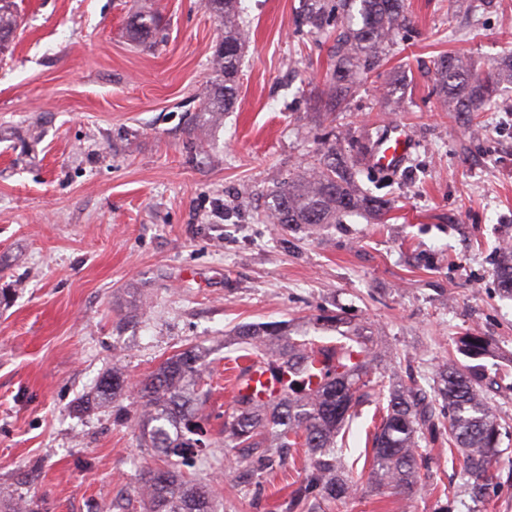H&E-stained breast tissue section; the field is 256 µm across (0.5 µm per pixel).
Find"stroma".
<instances>
[{
  "mask_svg": "<svg viewBox=\"0 0 512 512\" xmlns=\"http://www.w3.org/2000/svg\"><path fill=\"white\" fill-rule=\"evenodd\" d=\"M22 17L0 54V512H113L138 491L148 451L139 399L96 397L102 376L145 379L186 349L204 351L201 424L214 443L197 477L224 512H284L310 465L294 450L272 473L226 468L235 330L283 322L292 337H380L386 378L429 385L466 364L458 336L487 338V397L501 418L497 484L486 505L448 443L430 449L429 481L453 486V512H512V298L493 270L512 240V112L463 116L432 93L437 59L487 69L512 53V0H405L379 66L357 74L335 112L325 103L324 33L295 23L303 0H242L249 41L238 97L204 139L192 128L224 28L202 0H14ZM161 17L137 43L128 18ZM414 140L393 174L368 156L387 123ZM354 159L360 190L390 201L384 220L267 224V192L325 147ZM339 315L337 326L319 324ZM374 394L352 425L354 476H365ZM436 492L410 511L437 512Z\"/></svg>",
  "mask_w": 512,
  "mask_h": 512,
  "instance_id": "35a3bbf8",
  "label": "stroma"
}]
</instances>
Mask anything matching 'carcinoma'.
Wrapping results in <instances>:
<instances>
[{
	"instance_id": "cac0c4a2",
	"label": "carcinoma",
	"mask_w": 512,
	"mask_h": 512,
	"mask_svg": "<svg viewBox=\"0 0 512 512\" xmlns=\"http://www.w3.org/2000/svg\"><path fill=\"white\" fill-rule=\"evenodd\" d=\"M224 24V37L213 56L214 77L206 87L195 116V130H208L234 104L240 59L246 42L240 0H204ZM347 25L336 35L331 51L334 94L327 110L336 111L351 91L353 74L374 69L397 27L404 20L405 0H339ZM325 0H309L300 23L318 33L326 25ZM159 18L140 13L128 22L135 40L152 37ZM19 28L11 0H0V53ZM504 82L512 84V57L478 71L460 56H443L437 63V101L452 112H487L496 108ZM354 161L322 151L317 167L294 175L270 192L266 217L272 224H339L342 217L363 209L376 216L388 211V201L354 193ZM494 274L502 291L512 296V248L503 251ZM246 344V358L272 364L280 390L260 386L236 394L232 411L224 415V446L238 449V458L256 471L285 465L291 449H308L311 467L289 494L288 512H316L322 501L340 502L357 493L341 431L359 418V407L370 389H388L386 414L372 438L369 483L381 492L400 496L403 508L426 489L422 470L428 460V440L434 438L438 408L447 411L448 447L459 455L468 476L469 495L486 497L492 469L501 454L499 416L482 395V374L454 363L438 367L430 390L416 381L388 383L377 375L378 344L371 336H349L340 345L297 340L278 322L246 324L237 331ZM468 357L486 354V339L468 334L459 339ZM202 355L192 348L167 359L140 383L138 426L142 446L161 460L162 469L147 468L140 487L145 512H216L217 495L181 466L205 462L208 444L198 421L203 404L199 392ZM125 380L117 374L97 383L98 391L119 396ZM193 433L198 438L187 437Z\"/></svg>"
}]
</instances>
